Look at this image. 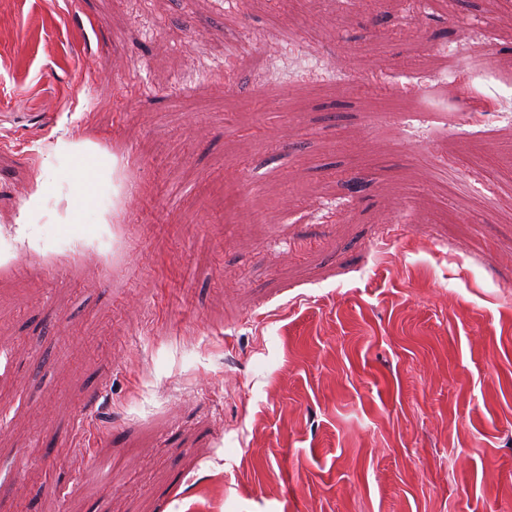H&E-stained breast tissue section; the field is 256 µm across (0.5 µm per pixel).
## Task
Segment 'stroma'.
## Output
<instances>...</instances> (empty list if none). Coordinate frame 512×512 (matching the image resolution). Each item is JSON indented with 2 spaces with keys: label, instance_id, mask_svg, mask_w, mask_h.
Instances as JSON below:
<instances>
[{
  "label": "stroma",
  "instance_id": "obj_1",
  "mask_svg": "<svg viewBox=\"0 0 512 512\" xmlns=\"http://www.w3.org/2000/svg\"><path fill=\"white\" fill-rule=\"evenodd\" d=\"M438 167L512 177V0H0V512H512V210ZM432 177L437 181H441L445 186H454L457 190L460 205L463 207L478 204L485 209L493 211L497 206L498 195L484 196L482 199L475 201L471 196V187L461 182L457 172L452 168L434 169L432 171Z\"/></svg>",
  "mask_w": 512,
  "mask_h": 512
}]
</instances>
